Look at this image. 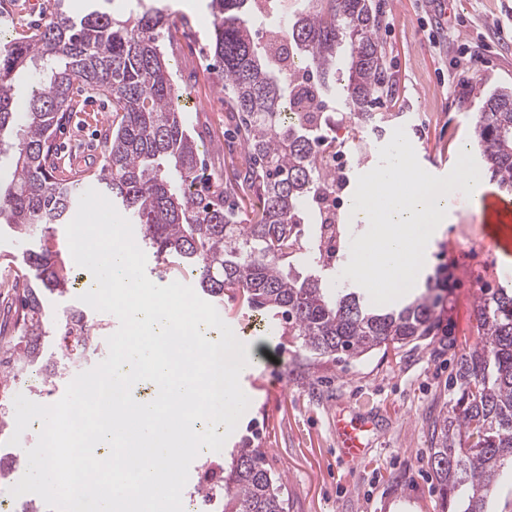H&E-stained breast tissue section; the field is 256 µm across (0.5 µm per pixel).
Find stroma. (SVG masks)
<instances>
[{"mask_svg": "<svg viewBox=\"0 0 512 512\" xmlns=\"http://www.w3.org/2000/svg\"><path fill=\"white\" fill-rule=\"evenodd\" d=\"M160 3L173 21L159 43L176 85L188 96V130L202 146L208 172L232 178L244 170L236 115L221 89L207 35L209 0H145ZM379 16L387 93L378 111L404 127L423 169L450 172L460 151L478 154L475 120L482 93L512 87V0H451L439 14L436 0H372ZM82 102L54 142L62 169L104 163L107 104ZM498 243L489 245L487 232ZM26 246L8 225L0 226V341L12 336L15 318L5 287L29 274ZM512 223L489 226L476 203L459 197L455 220L444 224L430 263L412 289L437 285L438 335L399 350L379 349L357 361L309 357L261 324L242 300L225 297L221 308L236 337L262 348L255 368L240 375L251 404L226 448L250 441L279 477L286 512H441L429 463L433 423L451 414L452 381L460 356L477 338V307L485 289L512 287ZM370 416L368 457L347 468L336 451L337 412Z\"/></svg>", "mask_w": 512, "mask_h": 512, "instance_id": "stroma-1", "label": "stroma"}]
</instances>
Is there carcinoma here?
I'll use <instances>...</instances> for the list:
<instances>
[{"label": "carcinoma", "instance_id": "carcinoma-1", "mask_svg": "<svg viewBox=\"0 0 512 512\" xmlns=\"http://www.w3.org/2000/svg\"><path fill=\"white\" fill-rule=\"evenodd\" d=\"M211 46L224 70L222 90L243 117V150L251 166L240 186L260 193L262 204L244 224L224 207V181H211L199 158L169 63L157 44L169 24L164 10L148 7L125 19L92 11L79 19L54 0L48 20L29 27L0 50V152L14 155L10 184L0 189V224L37 240L52 224H66L76 205L77 181L56 177L53 140L74 111L72 90L84 82L112 105L105 163L95 180L138 225L145 246L192 277L219 301L241 295L248 307L276 322L278 332L317 356L359 359L381 347L400 349L438 330L434 286L411 301L375 305L357 289L336 283L325 292L328 270L315 238H303L305 201L332 174L312 155L322 125L298 82L296 67L332 89L365 131L384 130L389 116L374 111L385 91L379 20L371 0H303L278 27L288 52L275 62L268 42L252 28L255 0H209ZM349 51L346 73L336 77L337 48ZM35 76L26 111L18 115L14 76ZM483 167L512 192V88L485 95L475 126ZM38 285L13 281L16 336L0 357V390L23 367L43 365L54 381L57 362L44 354L49 331L75 337L61 361L77 357L94 339L92 324L72 307L49 320L46 293H67L71 266L43 245L26 250ZM302 259L309 273L286 269ZM479 343L460 358L453 416L436 424L430 466L448 512H486L500 472L512 464V288L482 298ZM224 470L223 512H285L281 486L265 457L245 441Z\"/></svg>", "mask_w": 512, "mask_h": 512}]
</instances>
